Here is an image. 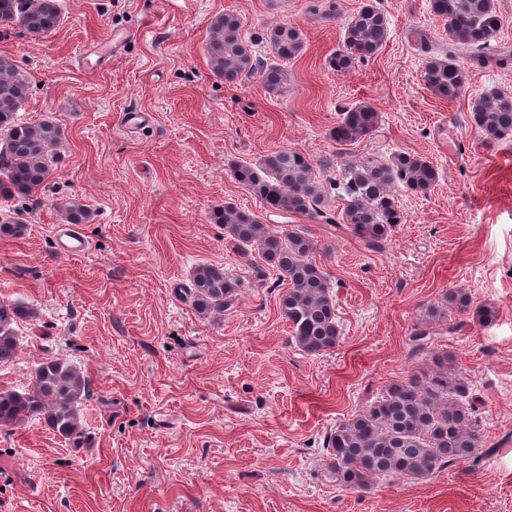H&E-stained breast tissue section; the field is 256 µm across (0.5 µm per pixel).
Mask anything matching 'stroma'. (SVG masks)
<instances>
[{
  "label": "stroma",
  "mask_w": 512,
  "mask_h": 512,
  "mask_svg": "<svg viewBox=\"0 0 512 512\" xmlns=\"http://www.w3.org/2000/svg\"><path fill=\"white\" fill-rule=\"evenodd\" d=\"M362 2L59 0L60 24L42 38L0 25V55L28 79L19 120L63 131L45 189L0 198V218L27 226L0 235V302L40 315L19 324L0 390L28 388L55 358L90 387L81 445L41 418L0 427V512H512V135L486 141L470 119L480 93L512 95V0H495L504 22L488 61L457 51L465 80L453 100L423 80L429 53L448 48L430 0H373L386 45L345 74L328 69ZM226 13L264 64L276 60L266 29L301 30L276 91L255 74L228 83L212 72L210 23ZM361 102L380 112L378 128L337 144L340 112ZM131 110L148 122L125 129ZM283 149L309 156L324 180L402 151L427 157L440 178L425 195L399 191L407 221L369 251L335 225L267 213L235 180L233 165ZM69 199L90 213L80 255L57 245V205ZM228 202L310 234L336 303L335 349L311 356L292 344L284 284L212 219ZM202 264L243 282L236 304L208 320L186 294ZM451 288L495 320L454 309L428 318ZM420 331L481 399L482 460L346 489L325 469L327 436L388 382L422 370Z\"/></svg>",
  "instance_id": "35a3bbf8"
}]
</instances>
